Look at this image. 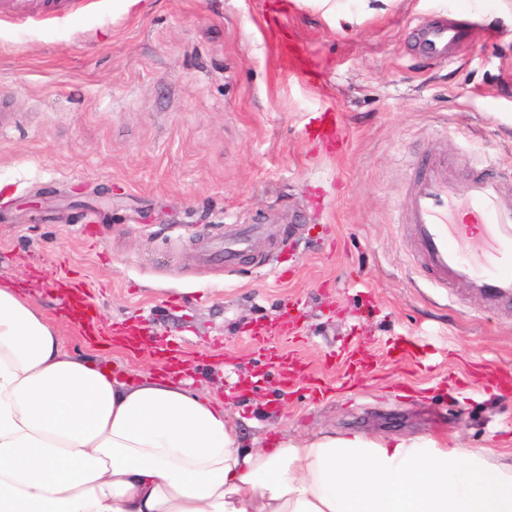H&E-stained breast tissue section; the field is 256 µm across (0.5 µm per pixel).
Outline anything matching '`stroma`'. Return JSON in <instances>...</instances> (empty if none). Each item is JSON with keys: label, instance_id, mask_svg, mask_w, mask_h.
I'll return each instance as SVG.
<instances>
[{"label": "stroma", "instance_id": "1", "mask_svg": "<svg viewBox=\"0 0 512 512\" xmlns=\"http://www.w3.org/2000/svg\"><path fill=\"white\" fill-rule=\"evenodd\" d=\"M73 0L0 17V284L64 348L223 400L244 442L359 432L512 457V304L436 287L398 223L416 169L512 184V0ZM463 36L448 61L419 21ZM340 135L307 134L320 113ZM265 224L227 271L224 227ZM83 284L96 330L60 304ZM288 339L291 384L259 328ZM418 46L429 57L448 60L451 46L459 37V30L448 21L423 22L417 29Z\"/></svg>", "mask_w": 512, "mask_h": 512}]
</instances>
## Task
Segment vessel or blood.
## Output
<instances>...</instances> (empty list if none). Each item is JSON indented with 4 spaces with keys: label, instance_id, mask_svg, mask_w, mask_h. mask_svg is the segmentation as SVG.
Returning a JSON list of instances; mask_svg holds the SVG:
<instances>
[{
    "label": "vessel or blood",
    "instance_id": "vessel-or-blood-1",
    "mask_svg": "<svg viewBox=\"0 0 512 512\" xmlns=\"http://www.w3.org/2000/svg\"><path fill=\"white\" fill-rule=\"evenodd\" d=\"M418 46L445 60L459 37L454 25L423 22ZM400 223L439 286L465 284L476 295L512 302V192L490 171L459 185L447 165L422 170L408 192ZM262 229H232L217 246L231 267L252 249Z\"/></svg>",
    "mask_w": 512,
    "mask_h": 512
}]
</instances>
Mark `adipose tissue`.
<instances>
[{
	"mask_svg": "<svg viewBox=\"0 0 512 512\" xmlns=\"http://www.w3.org/2000/svg\"><path fill=\"white\" fill-rule=\"evenodd\" d=\"M0 512H512V461L365 433L246 447L221 402L68 353L2 285Z\"/></svg>",
	"mask_w": 512,
	"mask_h": 512,
	"instance_id": "1",
	"label": "adipose tissue"
}]
</instances>
